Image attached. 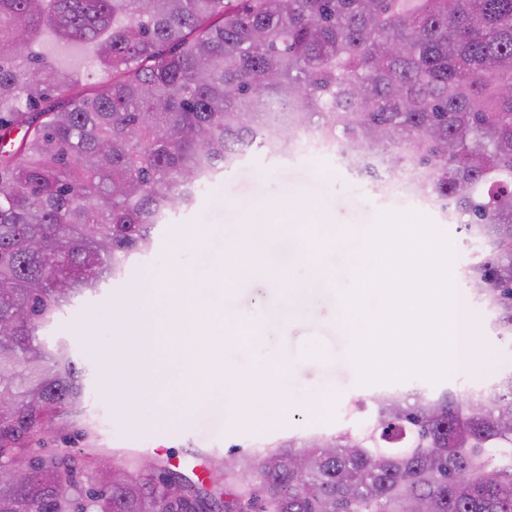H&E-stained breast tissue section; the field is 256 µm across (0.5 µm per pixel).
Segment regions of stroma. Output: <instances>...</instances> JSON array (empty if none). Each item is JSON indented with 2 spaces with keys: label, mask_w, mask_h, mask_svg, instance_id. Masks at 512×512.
Here are the masks:
<instances>
[{
  "label": "stroma",
  "mask_w": 512,
  "mask_h": 512,
  "mask_svg": "<svg viewBox=\"0 0 512 512\" xmlns=\"http://www.w3.org/2000/svg\"><path fill=\"white\" fill-rule=\"evenodd\" d=\"M410 207V202L381 197L370 179L348 171L333 151L312 154L294 148L274 158L259 151L248 154L223 179L204 189L191 207L160 227L152 251L131 265L122 281L75 300L46 330L48 343L69 341L77 359L89 364L92 387L89 398L70 414L56 438L33 440L34 451L82 449L80 432L91 425L99 451L114 465L125 467L128 475L136 473L133 459L148 455L192 481L205 483L210 477L205 460L259 453L291 438L356 427L357 419L347 417L344 408L374 389L358 384L348 358L350 333L338 292L352 281L349 249L338 245L321 261L303 263L308 250L300 230L312 222L324 233L348 227L360 234L380 212ZM247 222L272 225L269 244L283 253V265L272 272L238 258L236 271L228 272L224 292H210L211 280L226 272L225 252L238 249L240 226ZM445 230L455 250V289L468 297V286L460 276L468 253L456 225H446ZM176 268L189 271L185 286L197 295L202 308L220 307L232 317L218 330L224 338L219 348L224 366L254 370L257 380L275 378L288 390L286 402L258 415L252 410L250 393L228 399L221 388H210V395L224 402L223 428L211 442L193 420L192 404L199 401L198 393L168 391L171 415L161 424L154 397L134 394L127 408H118L107 384L108 373L135 343L136 329L119 317L130 289H141L146 302L166 311L167 302L155 286ZM467 305L476 334L487 346L488 362L457 366L438 385L416 378L397 383V390L435 393L442 388L489 387L512 372V342L496 336L492 312L469 297ZM328 390L336 397L326 403L322 394Z\"/></svg>",
  "instance_id": "35a3bbf8"
}]
</instances>
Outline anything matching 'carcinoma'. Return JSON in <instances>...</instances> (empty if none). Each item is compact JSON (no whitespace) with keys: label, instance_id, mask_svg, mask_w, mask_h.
Masks as SVG:
<instances>
[{"label":"carcinoma","instance_id":"1","mask_svg":"<svg viewBox=\"0 0 512 512\" xmlns=\"http://www.w3.org/2000/svg\"><path fill=\"white\" fill-rule=\"evenodd\" d=\"M301 134L378 162L377 189L411 171L512 339V0H0V512H512V376L374 395L357 429L229 458L222 493L34 454L86 395L42 330Z\"/></svg>","mask_w":512,"mask_h":512}]
</instances>
